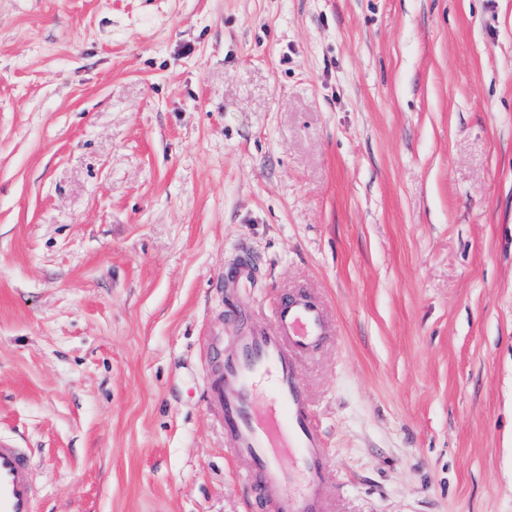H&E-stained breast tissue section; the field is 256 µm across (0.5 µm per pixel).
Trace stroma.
I'll use <instances>...</instances> for the list:
<instances>
[{"instance_id":"35a3bbf8","label":"stroma","mask_w":512,"mask_h":512,"mask_svg":"<svg viewBox=\"0 0 512 512\" xmlns=\"http://www.w3.org/2000/svg\"><path fill=\"white\" fill-rule=\"evenodd\" d=\"M326 302L332 512H512V0H0V434L40 512H254L200 339ZM253 268L246 259L224 267L221 276V285L230 296H239L241 291H247L252 287Z\"/></svg>"}]
</instances>
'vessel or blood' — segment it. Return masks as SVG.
Listing matches in <instances>:
<instances>
[{"label": "vessel or blood", "instance_id": "1", "mask_svg": "<svg viewBox=\"0 0 512 512\" xmlns=\"http://www.w3.org/2000/svg\"><path fill=\"white\" fill-rule=\"evenodd\" d=\"M247 260L226 266L221 285L237 296L252 286ZM332 333L324 303L279 295L272 318L239 336L231 355L212 352L206 403L232 456L258 472L250 486L268 512H329L321 481L325 444L297 366ZM39 488L27 449L0 437V512H37Z\"/></svg>", "mask_w": 512, "mask_h": 512}]
</instances>
